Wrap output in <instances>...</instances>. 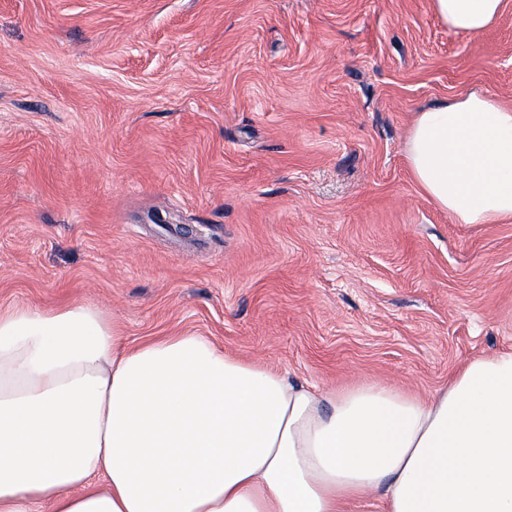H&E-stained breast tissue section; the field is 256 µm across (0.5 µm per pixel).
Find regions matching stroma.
<instances>
[{"mask_svg":"<svg viewBox=\"0 0 512 512\" xmlns=\"http://www.w3.org/2000/svg\"><path fill=\"white\" fill-rule=\"evenodd\" d=\"M474 90L512 105V0L473 35L431 0H0V308L428 397L512 348V220L403 153Z\"/></svg>","mask_w":512,"mask_h":512,"instance_id":"1","label":"stroma"}]
</instances>
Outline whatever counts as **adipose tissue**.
I'll list each match as a JSON object with an SVG mask.
<instances>
[{
	"mask_svg": "<svg viewBox=\"0 0 512 512\" xmlns=\"http://www.w3.org/2000/svg\"><path fill=\"white\" fill-rule=\"evenodd\" d=\"M476 34L505 0H431ZM420 189L460 224L512 219V106L416 112ZM512 512V349L432 397L315 392L191 333L129 345L98 308L0 310V512Z\"/></svg>",
	"mask_w": 512,
	"mask_h": 512,
	"instance_id": "1",
	"label": "adipose tissue"
}]
</instances>
